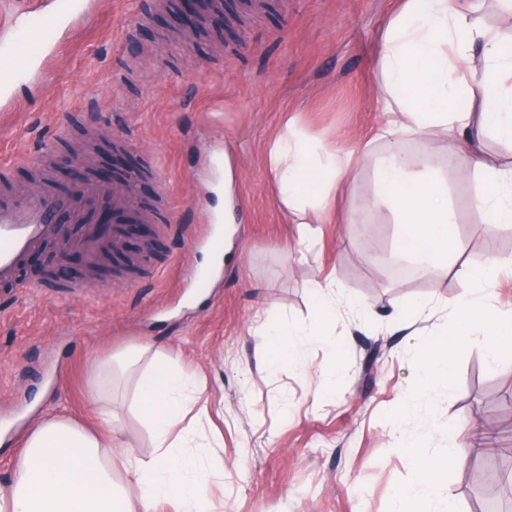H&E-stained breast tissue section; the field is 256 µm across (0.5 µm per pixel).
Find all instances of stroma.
<instances>
[{
    "label": "stroma",
    "instance_id": "1",
    "mask_svg": "<svg viewBox=\"0 0 512 512\" xmlns=\"http://www.w3.org/2000/svg\"><path fill=\"white\" fill-rule=\"evenodd\" d=\"M164 2L88 0L86 19L60 36L43 73L15 80L11 104L0 109V163H12L15 178L56 146L58 121L68 122L71 144L83 132L119 143L132 130L127 158L158 165L181 215L166 230L150 225L149 241L127 236L131 270L77 288H0V478L34 419L91 422L97 355L145 342L197 375L192 415L216 442L206 451L218 472L211 512H392L395 488L411 476L397 431L444 457L458 420L496 427L489 397L512 396V359L489 365L483 345L472 342L455 350L448 381L420 420L395 422L414 386V354L452 328L456 303L471 288L458 268L506 253L512 223L486 234L477 206L483 185L461 137L439 130L408 139L405 150L432 163L448 186L456 250L448 265L409 278L394 273L393 216L368 206L387 148L375 137V57L394 0H247L238 23L211 33L200 50L168 32ZM44 15L36 0H0V38L12 41L14 56L44 53ZM289 117L356 160L334 223L313 225L318 244L305 257L265 159ZM228 190L236 203L229 250L204 286L187 287L188 269L201 267L205 253L186 241L223 217ZM350 214L355 223H346ZM331 280L340 286L336 321L305 348L313 367L336 349L344 366L319 397L314 376L264 368L256 331L282 319L308 323L313 287ZM427 299L432 317L414 320L415 305ZM135 381V373H116L112 409L123 419L122 440L147 458L153 441L135 409ZM425 418L436 431L425 432ZM493 454L480 449L467 468L449 470L454 512H472L468 488Z\"/></svg>",
    "mask_w": 512,
    "mask_h": 512
}]
</instances>
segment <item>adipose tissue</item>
<instances>
[{
	"mask_svg": "<svg viewBox=\"0 0 512 512\" xmlns=\"http://www.w3.org/2000/svg\"><path fill=\"white\" fill-rule=\"evenodd\" d=\"M474 0H401L389 19L377 57L382 77L384 123L379 138L389 140L378 161L379 190L373 207L390 211L397 227L400 254L426 264L447 263L456 244L455 216L448 187L435 167L403 149L406 138L435 129H470L469 164L485 180L480 210L487 227L512 223V168L490 165L479 136L493 132L512 143V88L500 78L512 76V51L498 34L472 21ZM483 50V73L473 71L469 51ZM276 198L299 227L300 245L311 248L308 227L323 223L332 196L344 191L353 167L351 153L324 147L294 124H286L267 149ZM317 319L307 327L260 329L269 366L310 369L303 342L321 336L336 318V289H317ZM457 328L433 336L413 356L418 385L405 398L402 413L412 419L434 386L446 381L453 351L481 341L491 361L512 355V312L492 311L477 298L461 299ZM149 348L139 345L99 358L93 380L94 413L108 431L119 424L108 397L115 369H136L138 409L150 425L155 448L141 457L132 444L107 454L97 434L59 416H46L30 428L14 458L9 479L0 482V512H157L160 503L175 512H203L208 495V463L198 453L196 426L187 416L196 403L194 378L169 356L141 367ZM453 452L424 453L420 442L399 435L412 462L409 482L394 492V512H439L438 499L452 468L467 467L478 442L474 426L460 421L452 432Z\"/></svg>",
	"mask_w": 512,
	"mask_h": 512,
	"instance_id": "ef3b65f1",
	"label": "adipose tissue"
}]
</instances>
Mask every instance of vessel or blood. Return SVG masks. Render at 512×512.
<instances>
[{
	"label": "vessel or blood",
	"instance_id": "b4317fda",
	"mask_svg": "<svg viewBox=\"0 0 512 512\" xmlns=\"http://www.w3.org/2000/svg\"><path fill=\"white\" fill-rule=\"evenodd\" d=\"M86 14L84 0H69L65 9L48 13L44 41L57 42L60 32L81 20ZM43 59L29 57L15 66L12 73L0 77V102L8 98V87L14 79L44 70ZM10 201L0 202V284L17 289L26 288L21 270L28 255L38 252L47 243L78 249L85 253L90 265H97L104 247L120 251L125 229L112 227L111 241H104L93 224L94 212L102 206L114 212L129 209L137 195L135 181L114 182L104 189L100 182L85 181L79 195L65 192H29L24 186L10 188ZM76 226L77 231L67 234L61 224Z\"/></svg>",
	"mask_w": 512,
	"mask_h": 512
}]
</instances>
